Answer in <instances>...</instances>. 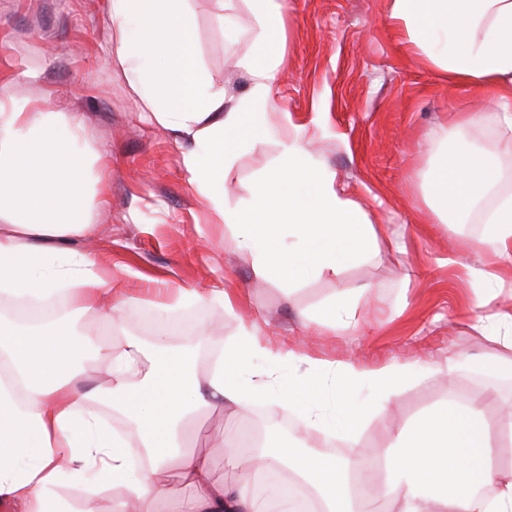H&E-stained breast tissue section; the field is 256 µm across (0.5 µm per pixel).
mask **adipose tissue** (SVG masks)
Listing matches in <instances>:
<instances>
[{
	"label": "adipose tissue",
	"instance_id": "1",
	"mask_svg": "<svg viewBox=\"0 0 512 512\" xmlns=\"http://www.w3.org/2000/svg\"><path fill=\"white\" fill-rule=\"evenodd\" d=\"M261 28L266 54L245 61L251 87L232 108L213 91L191 48L186 0H108L120 23L121 62L134 66L136 91L159 122L192 147L184 164L199 195L231 226L230 245L250 252L256 276L292 286L324 273L340 274L387 237L340 189L334 173L314 164L298 129L266 122L276 103L286 28L278 0H246ZM390 19L404 43L452 88L495 102L498 124L512 131V0H391ZM474 120L458 114L425 174L424 200L445 224H483L476 243L490 262L467 267L487 285L482 308L494 305L512 266V190L503 186L493 155L461 152L457 135ZM81 127L58 112L0 107V500L16 512H162L165 478L184 495L178 512H296L289 483L308 488L315 512H512V471L496 466L498 425L486 400L449 395L436 409L392 434L380 458L383 483L367 487L371 463L359 445V419L337 384L370 387L380 406L396 403L406 380L423 372L453 379L458 360L434 365L354 362L272 352L256 326H241L216 357L206 381L190 352L164 340L167 325L152 322V341L100 339L95 356L108 366L105 393L85 390L74 361V321L87 312L112 322V280L96 258L69 249L91 222L97 195L92 147H79ZM273 137L280 153L273 170L253 185L244 208L224 203V182L247 140ZM293 242L280 248L282 234ZM69 293L70 307L49 327H25L6 313L21 299ZM298 368L293 383L254 369L257 357ZM144 359L152 368L138 385L129 372ZM107 396L122 418L115 428L96 404ZM296 409L302 428L346 436L352 455L337 460L301 444L271 445L248 437L225 442L224 476L208 456L185 448L188 423L202 410L246 414L253 401ZM76 477V505L60 507L55 488Z\"/></svg>",
	"mask_w": 512,
	"mask_h": 512
}]
</instances>
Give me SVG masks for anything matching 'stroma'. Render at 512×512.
<instances>
[{"instance_id":"1","label":"stroma","mask_w":512,"mask_h":512,"mask_svg":"<svg viewBox=\"0 0 512 512\" xmlns=\"http://www.w3.org/2000/svg\"><path fill=\"white\" fill-rule=\"evenodd\" d=\"M194 52L204 74L239 99L250 86L239 59L262 48L260 27L244 0L227 11L237 30L225 29L215 0H186ZM390 0H284L287 47L276 108L267 120L296 125L315 163L334 172L341 187L372 223L388 225L405 252L384 246L339 275L325 274L286 288L258 279L249 253L225 248L232 231L210 212L189 180L186 140L152 117L151 105L131 85L119 59L121 31L107 0H0V104L24 103L30 112L77 118L82 138L101 155L103 203L87 233L72 242L95 254L124 300L113 328L94 314L79 332L109 338L142 333L146 321L169 322L174 346L202 344L198 380L210 355L257 324L273 348L366 366L434 363L453 357L464 367L455 378L466 397H491L490 416L512 413V379L467 368L470 358L497 353L473 328L482 290L466 266L481 257L474 247L479 224L448 226L423 200V174L449 132L453 113L474 110L465 146L496 150L498 137L466 91L449 89L424 59L403 43L389 19ZM279 154L275 139L252 140L229 175L226 203L243 206L252 185ZM199 300L175 305L184 290ZM361 292L354 321L345 328L316 326L315 316L342 290ZM230 293L232 310L216 302ZM207 326L199 342V326ZM447 388L430 377L407 385L396 407L380 409L373 392H357L365 421L360 446L373 452L384 432L412 423L438 407ZM247 419L203 414L189 425L191 449L211 453L223 474L218 435L243 433Z\"/></svg>"}]
</instances>
